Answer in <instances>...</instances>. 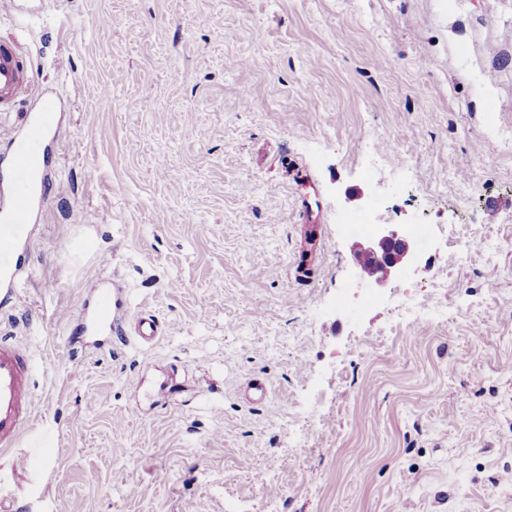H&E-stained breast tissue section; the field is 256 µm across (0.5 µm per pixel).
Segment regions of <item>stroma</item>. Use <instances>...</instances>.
Masks as SVG:
<instances>
[{
  "label": "stroma",
  "instance_id": "35a3bbf8",
  "mask_svg": "<svg viewBox=\"0 0 512 512\" xmlns=\"http://www.w3.org/2000/svg\"><path fill=\"white\" fill-rule=\"evenodd\" d=\"M10 37L64 116L0 512H512V0H48ZM368 212L430 232L353 290ZM97 278L161 336L71 355Z\"/></svg>",
  "mask_w": 512,
  "mask_h": 512
}]
</instances>
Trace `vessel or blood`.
Masks as SVG:
<instances>
[{
	"instance_id": "1",
	"label": "vessel or blood",
	"mask_w": 512,
	"mask_h": 512,
	"mask_svg": "<svg viewBox=\"0 0 512 512\" xmlns=\"http://www.w3.org/2000/svg\"><path fill=\"white\" fill-rule=\"evenodd\" d=\"M31 101L28 125L15 133L0 154V300L8 302L19 283L28 278L24 255L30 250L33 224L48 205L45 186L49 169L59 157L48 136L58 128L63 110L60 99L37 91L33 69L16 42L0 41V112ZM123 299L100 279L86 289L74 330L82 343L123 328ZM33 378L29 352L12 336H0V448H13L31 431Z\"/></svg>"
}]
</instances>
